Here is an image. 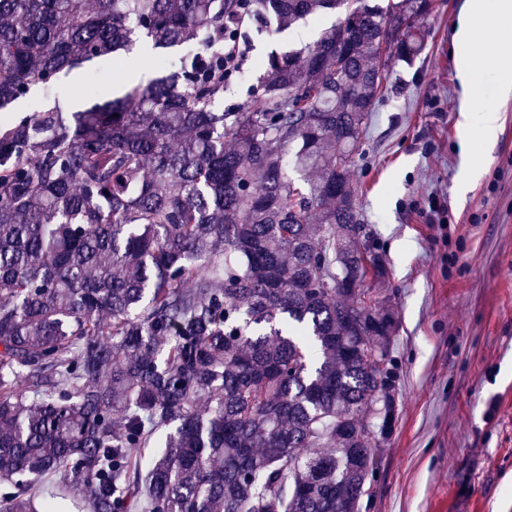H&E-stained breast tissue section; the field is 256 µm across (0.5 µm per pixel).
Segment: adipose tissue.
<instances>
[{
	"label": "adipose tissue",
	"mask_w": 512,
	"mask_h": 512,
	"mask_svg": "<svg viewBox=\"0 0 512 512\" xmlns=\"http://www.w3.org/2000/svg\"><path fill=\"white\" fill-rule=\"evenodd\" d=\"M512 33V0H465L454 30L455 59L462 87L460 112L466 133L463 148L472 139L493 147L497 139L499 113L495 106L474 107L472 94L492 84L497 98L512 97V57L481 48L487 31Z\"/></svg>",
	"instance_id": "ef3b65f1"
}]
</instances>
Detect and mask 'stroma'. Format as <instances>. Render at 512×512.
I'll list each match as a JSON object with an SVG mask.
<instances>
[{
  "label": "stroma",
  "mask_w": 512,
  "mask_h": 512,
  "mask_svg": "<svg viewBox=\"0 0 512 512\" xmlns=\"http://www.w3.org/2000/svg\"><path fill=\"white\" fill-rule=\"evenodd\" d=\"M462 3L437 0L421 19L426 48L413 63L388 59V94L351 167L395 319L394 423L371 437L377 470L360 512H512V99L499 104L492 152L473 144L484 173L458 197L465 159L451 35ZM337 18L284 30L250 18L251 52L224 84L225 106L253 111L259 60L315 42ZM155 75L149 51L127 55L119 71L83 64L66 83L107 100Z\"/></svg>",
  "instance_id": "1"
}]
</instances>
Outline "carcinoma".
I'll list each match as a JSON object with an SVG mask.
<instances>
[{
    "instance_id": "1",
    "label": "carcinoma",
    "mask_w": 512,
    "mask_h": 512,
    "mask_svg": "<svg viewBox=\"0 0 512 512\" xmlns=\"http://www.w3.org/2000/svg\"><path fill=\"white\" fill-rule=\"evenodd\" d=\"M435 0H0V512H359L395 321L349 171ZM340 10L218 111L224 33ZM138 40L181 66L22 105ZM153 452H148V449Z\"/></svg>"
}]
</instances>
